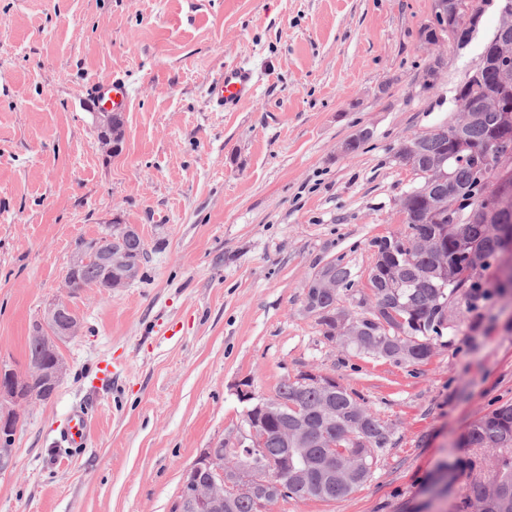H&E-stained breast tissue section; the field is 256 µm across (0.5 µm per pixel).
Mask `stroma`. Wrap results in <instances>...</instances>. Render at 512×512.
I'll list each match as a JSON object with an SVG mask.
<instances>
[{
    "label": "stroma",
    "instance_id": "35a3bbf8",
    "mask_svg": "<svg viewBox=\"0 0 512 512\" xmlns=\"http://www.w3.org/2000/svg\"><path fill=\"white\" fill-rule=\"evenodd\" d=\"M468 3L480 22L460 50L425 43L434 0H0V368L25 376L78 239L133 224L147 252L126 288L71 295L66 374L20 410L0 512H171L200 450L244 428L239 385L271 398L306 368L363 395L391 443L347 498L272 512H457L467 476L441 496L435 480L469 456L470 423L512 401V305L398 367L328 342L303 299L339 256L367 291L370 241L405 231L399 203L421 178L399 146L453 120L499 23L500 0ZM232 62L257 88L213 111ZM115 75L131 99L112 143L84 98ZM83 403L94 417L71 457L55 440Z\"/></svg>",
    "mask_w": 512,
    "mask_h": 512
}]
</instances>
